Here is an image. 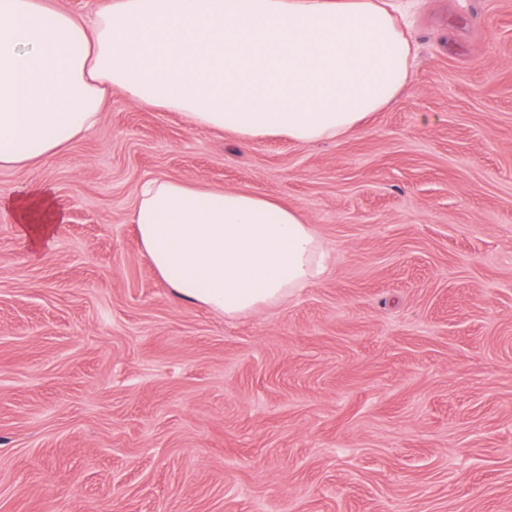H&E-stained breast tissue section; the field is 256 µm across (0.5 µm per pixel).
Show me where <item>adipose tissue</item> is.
Instances as JSON below:
<instances>
[{
	"mask_svg": "<svg viewBox=\"0 0 512 512\" xmlns=\"http://www.w3.org/2000/svg\"><path fill=\"white\" fill-rule=\"evenodd\" d=\"M413 54L399 0H110L88 20L0 0V168L93 131L115 89L194 129L337 141L398 98ZM1 207L37 251L64 221L42 184ZM129 219L176 295L227 317L326 271L313 225L268 196L149 177Z\"/></svg>",
	"mask_w": 512,
	"mask_h": 512,
	"instance_id": "adipose-tissue-1",
	"label": "adipose tissue"
}]
</instances>
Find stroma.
Returning <instances> with one entry per match:
<instances>
[{"label": "stroma", "mask_w": 512, "mask_h": 512, "mask_svg": "<svg viewBox=\"0 0 512 512\" xmlns=\"http://www.w3.org/2000/svg\"><path fill=\"white\" fill-rule=\"evenodd\" d=\"M403 95L300 145L190 128L119 90L0 199V512H512V0H415ZM147 177L270 196L323 277L227 318L129 213ZM0 208L13 213L18 230L36 251L50 245L55 225L65 219L55 207L51 189L42 184L24 186L8 199H0Z\"/></svg>", "instance_id": "obj_1"}]
</instances>
